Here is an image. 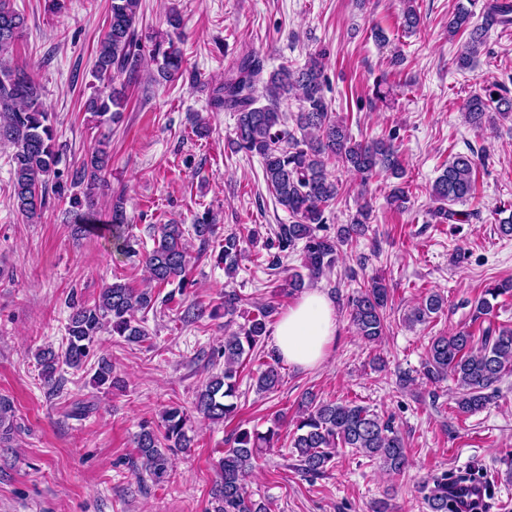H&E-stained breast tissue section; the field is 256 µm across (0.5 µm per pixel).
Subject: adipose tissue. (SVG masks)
Wrapping results in <instances>:
<instances>
[{
  "label": "adipose tissue",
  "mask_w": 512,
  "mask_h": 512,
  "mask_svg": "<svg viewBox=\"0 0 512 512\" xmlns=\"http://www.w3.org/2000/svg\"><path fill=\"white\" fill-rule=\"evenodd\" d=\"M336 336L331 302L320 290L306 292L278 321L274 345L282 359L301 368H313L326 358Z\"/></svg>",
  "instance_id": "obj_1"
}]
</instances>
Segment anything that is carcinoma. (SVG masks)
<instances>
[{"instance_id": "1", "label": "carcinoma", "mask_w": 512, "mask_h": 512, "mask_svg": "<svg viewBox=\"0 0 512 512\" xmlns=\"http://www.w3.org/2000/svg\"><path fill=\"white\" fill-rule=\"evenodd\" d=\"M415 0H404L400 25L408 32L417 29L420 16ZM141 0H111L106 32L96 50L91 76L94 92L85 102V110L101 122H116L125 108L124 87L136 83L144 57L139 34ZM474 13L460 6L448 20V33L468 32L465 48L457 57L460 69L472 68L488 32L495 26L512 23V0H486L482 20L473 22ZM25 26V17L15 10L11 0H0V143L13 147V199L16 210L32 223L41 218L46 194L51 193L69 205L77 223L75 232L94 228L91 207L104 194V173L111 155L108 142L100 140L70 175L59 169L62 147L56 141L50 113L40 87L24 68L8 60L14 44ZM151 54L159 77L169 81L186 75L183 52L171 35L154 40ZM324 74L319 58L313 56L303 67L283 66L264 75L261 59L253 54L243 57L228 71L224 82L213 90L210 106L215 110L236 114V151L257 156L263 165L268 189L277 203L288 212L291 221L278 224L266 241L267 249L275 250L271 266L302 245L303 268L288 276V287L294 291L305 288V281H314L329 273L338 261V246L365 235L370 216L362 205L350 224L338 228L336 235H320L324 209L339 194L338 181L327 170L328 161L336 160L342 167L369 178L387 172L397 178L403 175L401 156L394 138L355 142L339 117L329 112L323 94ZM295 93L300 101L294 115L296 129L290 130L282 119L281 101ZM266 104H259L260 100ZM512 117V96L498 92L494 85H483L468 98L464 120L474 128L490 122L491 113ZM302 136H296V131ZM475 190V162L465 154L455 155L435 179L431 195L439 203L432 217L441 223L469 219L452 205L469 201ZM195 237L204 246L215 233V225L203 217L192 225ZM107 231L113 246L130 251L129 225L126 224L123 201L112 204V223ZM255 238V231H232L219 243V260L224 272L234 274L245 251L244 243ZM149 270V286L134 288L113 282L101 288L93 305L79 301L70 303L71 313L66 326L65 344L61 350L47 348L38 353L41 377L48 385L56 382L62 366L80 369L94 354V344L101 333L119 336L128 342H143L148 332L136 314L153 308L157 297L154 289L173 283L183 289L189 284L191 257L181 224H164L160 238L145 254ZM512 296V278L502 279L486 288L485 296L474 302L471 321L487 323L482 336L475 338L469 330L450 335L433 336L427 346L422 367L426 381L438 383L448 378L457 384L459 412L475 413L487 407L494 389L505 375L512 373V329L491 322V300ZM388 288L373 278L363 284L349 305V320L355 332L369 343L382 340L387 329ZM444 297L430 293L414 306L406 320L426 324L439 314ZM276 307L268 305L257 310L247 323L224 336V345L217 357L224 358L223 372L213 376L196 396V411L206 420L225 422L238 409L234 402L239 389L243 366L251 360L255 348L267 336ZM279 361L275 354L260 362L256 375L259 390L269 392L280 382ZM94 378L99 383L120 384L112 376V364L98 359ZM187 415L177 407L166 409L161 425L140 426L136 448L139 467L161 481L170 472L171 456L191 447ZM280 440L276 429L264 434L239 429L230 437V447L217 461L220 480L211 494L214 512H267L266 504L252 498L247 479L255 467L261 448H274ZM290 447L298 458L299 470L317 476L333 461L338 448H352L375 461L391 475L401 474L408 466L404 437L392 419H384L366 406L306 398L305 409L294 423ZM427 512H448V474L434 476L419 488Z\"/></svg>"}]
</instances>
